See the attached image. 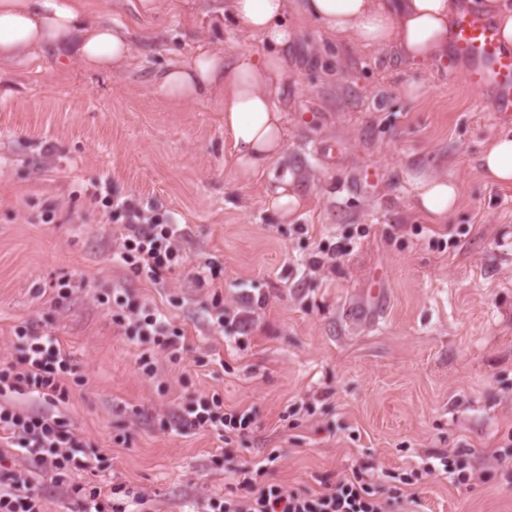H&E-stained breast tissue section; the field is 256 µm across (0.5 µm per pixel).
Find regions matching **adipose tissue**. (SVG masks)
Instances as JSON below:
<instances>
[{"mask_svg":"<svg viewBox=\"0 0 512 512\" xmlns=\"http://www.w3.org/2000/svg\"><path fill=\"white\" fill-rule=\"evenodd\" d=\"M458 0H225L210 24L232 21L257 36L261 52L245 51L225 61L212 44H202L169 67L160 89L181 104L218 94L224 131L240 179L265 174L286 148L281 105L272 89L288 74L287 48L293 42L286 15L319 26L332 40L363 49L397 47L410 62L440 59L448 51ZM131 39L125 26L95 19L90 0H0V69L8 71L43 53L58 65L79 64L105 72L128 63ZM490 180L512 183V129L503 130L481 158ZM416 204L432 223H445L457 209L459 186L427 171L411 173Z\"/></svg>","mask_w":512,"mask_h":512,"instance_id":"ef3b65f1","label":"adipose tissue"}]
</instances>
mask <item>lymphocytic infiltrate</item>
<instances>
[{
    "label": "lymphocytic infiltrate",
    "mask_w": 512,
    "mask_h": 512,
    "mask_svg": "<svg viewBox=\"0 0 512 512\" xmlns=\"http://www.w3.org/2000/svg\"><path fill=\"white\" fill-rule=\"evenodd\" d=\"M99 201L110 219L124 228L121 249L115 255L120 264L153 281L178 265L177 245L186 235L185 225L155 213L131 196L107 193ZM105 299L112 304L113 323L131 341L143 345L139 358L143 371L152 372L154 351L178 358L184 336L164 316L123 288L106 293ZM14 335L18 355L0 368V440L36 468L54 475L56 482L66 483V493L77 505V512H129L130 507L146 506L147 499L140 494L123 502L125 488L121 485L105 495L98 488L70 482L71 474L95 468L98 455L87 451L86 441L63 417L34 413L6 402L7 394L22 391L49 404L63 401L68 394L66 377L77 374L53 334L21 325L15 327ZM254 422L252 410H225L222 398L215 394L183 404L162 426L171 430L209 428L228 438L245 436ZM277 459V453H269L265 464ZM265 464L239 462L238 486L224 496L209 498L206 512H386L387 501L403 497L401 487L392 486L386 499L376 498L372 483L359 472L325 484L318 492L262 483L258 477L264 474ZM0 512H42L40 494L22 471L0 469Z\"/></svg>",
    "instance_id": "lymphocytic-infiltrate-1"
}]
</instances>
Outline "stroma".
I'll return each mask as SVG.
<instances>
[{
  "mask_svg": "<svg viewBox=\"0 0 512 512\" xmlns=\"http://www.w3.org/2000/svg\"><path fill=\"white\" fill-rule=\"evenodd\" d=\"M93 2L135 32L129 66L59 74L47 56L0 77V363L16 357L15 327L34 325L87 375L54 406L13 399L65 416L94 446L96 469L71 482L121 484L149 512H190L237 485L233 461L275 448L262 479L290 489L362 472L381 491L407 473L404 512H512V458L496 455L512 438V184L480 166L512 114L466 84L464 61L409 63L306 23L288 48L286 150L245 183L217 98L174 106L159 89L208 0L153 16L137 0ZM411 82L420 98L403 94ZM418 168L458 183L446 223L415 207L407 174ZM284 170L304 198L285 221L267 205ZM102 182L186 225L183 261L158 282L114 261L122 227L94 199ZM336 242L346 254L320 260ZM207 263L222 271L225 307L251 309L241 338L208 322L211 290L192 279ZM63 277L73 290L59 303ZM242 282L266 303L249 304ZM115 286L182 330L179 359L157 351L154 374L141 369L140 345L97 300ZM213 393L254 409L245 438L161 428ZM304 402L312 413L293 414ZM451 454L471 463L465 483L439 467Z\"/></svg>",
  "mask_w": 512,
  "mask_h": 512,
  "instance_id": "1",
  "label": "stroma"
}]
</instances>
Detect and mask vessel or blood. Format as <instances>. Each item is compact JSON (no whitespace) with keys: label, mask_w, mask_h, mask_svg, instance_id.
<instances>
[{"label":"vessel or blood","mask_w":512,"mask_h":512,"mask_svg":"<svg viewBox=\"0 0 512 512\" xmlns=\"http://www.w3.org/2000/svg\"><path fill=\"white\" fill-rule=\"evenodd\" d=\"M452 58L468 62V85L487 92L488 105L496 112H512V50L504 49L495 24L469 11L455 20Z\"/></svg>","instance_id":"vessel-or-blood-1"}]
</instances>
